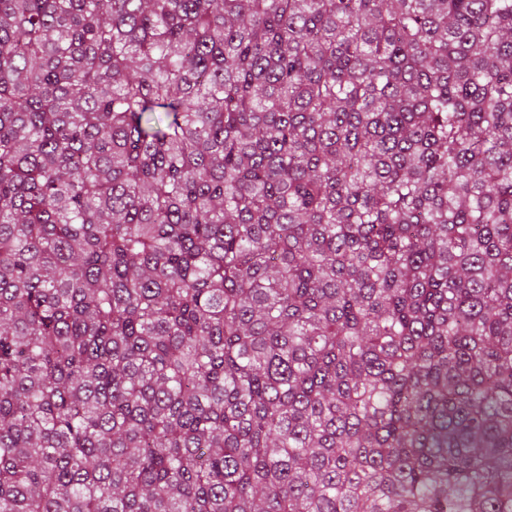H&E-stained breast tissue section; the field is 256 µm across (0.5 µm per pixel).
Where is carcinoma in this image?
Segmentation results:
<instances>
[{"label": "carcinoma", "instance_id": "carcinoma-1", "mask_svg": "<svg viewBox=\"0 0 512 512\" xmlns=\"http://www.w3.org/2000/svg\"><path fill=\"white\" fill-rule=\"evenodd\" d=\"M0 512H512V0H0Z\"/></svg>", "mask_w": 512, "mask_h": 512}]
</instances>
